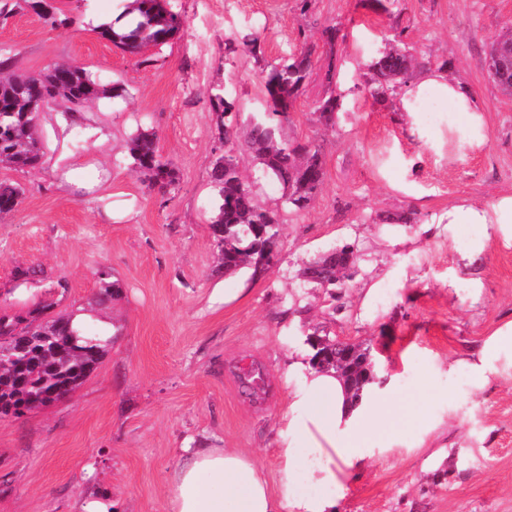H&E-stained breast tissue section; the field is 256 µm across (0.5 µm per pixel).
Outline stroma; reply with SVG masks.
I'll return each instance as SVG.
<instances>
[{
    "label": "stroma",
    "mask_w": 512,
    "mask_h": 512,
    "mask_svg": "<svg viewBox=\"0 0 512 512\" xmlns=\"http://www.w3.org/2000/svg\"><path fill=\"white\" fill-rule=\"evenodd\" d=\"M113 0H56L72 13L53 29L29 9L0 21V54L19 72L61 62L119 82L126 99L84 109L82 121L41 118L47 161L28 172L0 167L25 196L0 218V309L52 294L54 314L92 303L101 274L119 281L99 308L115 336L97 368L68 398L0 419V512H75L111 496L115 512H168L164 488L179 448L200 441L239 448L275 474L276 434L292 384L288 367L307 353L304 334L369 346L379 387L424 393L421 424L370 440L365 461L330 489L336 512H512V361L487 379L476 351L512 321V236L496 224H452L461 203L512 196V97L489 78L487 44L512 0H171L182 31L143 67L86 26L88 9ZM339 29L346 59L336 87L343 108L324 129L315 107L328 86L324 48L281 133L321 145L325 179L312 208L282 229L274 268L261 276L218 270L208 234V173L224 145L208 95L233 93L244 112L262 107L264 63L293 49L299 30L317 43ZM257 37L256 55L230 41ZM401 36L418 62L448 61L481 107L462 117L436 97L424 111L400 99L375 102L367 65ZM157 135L178 172L167 193L130 171L127 140L137 124ZM82 161L86 176L109 174L110 201L59 187L58 167ZM415 211L413 224H381V213ZM353 245L356 271L328 303L303 282L304 263ZM40 266L34 281L15 271ZM259 368L252 392L240 381Z\"/></svg>",
    "instance_id": "35a3bbf8"
}]
</instances>
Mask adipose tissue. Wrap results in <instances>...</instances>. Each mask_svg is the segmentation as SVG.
I'll return each mask as SVG.
<instances>
[{"instance_id":"adipose-tissue-1","label":"adipose tissue","mask_w":512,"mask_h":512,"mask_svg":"<svg viewBox=\"0 0 512 512\" xmlns=\"http://www.w3.org/2000/svg\"><path fill=\"white\" fill-rule=\"evenodd\" d=\"M418 93L436 92L464 117L478 112L470 91L450 78H428ZM452 224L512 225V197L488 208L463 205L448 213ZM298 379L288 393L281 417V462L276 483L251 457L234 448L206 443L180 449L166 480L169 512H332L327 488L347 481L363 461L360 449L369 438L394 433L417 421L419 398L353 399L335 370L294 361Z\"/></svg>"}]
</instances>
